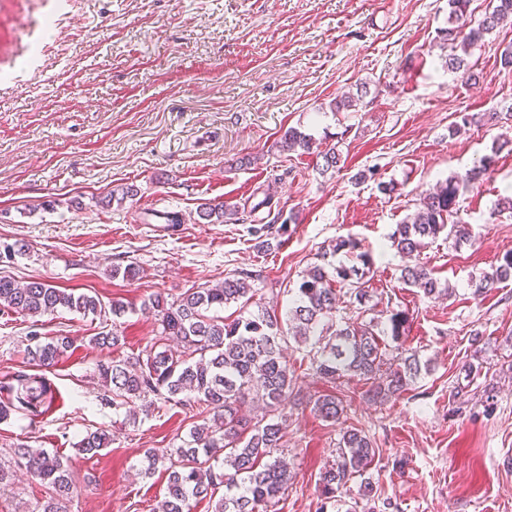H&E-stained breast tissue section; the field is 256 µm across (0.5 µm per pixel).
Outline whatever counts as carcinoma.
<instances>
[{"mask_svg":"<svg viewBox=\"0 0 512 512\" xmlns=\"http://www.w3.org/2000/svg\"><path fill=\"white\" fill-rule=\"evenodd\" d=\"M471 0H448V27L441 38L448 45V71L472 76L468 58L486 35L512 19V0H493L477 27L466 29ZM512 141L505 139L491 147L463 175H452L433 190L419 194L416 210L396 225L390 234L391 247L411 259L401 270V279L426 298L452 294L434 271L420 261V254L440 234L456 242L471 238L470 224L458 216L456 204L461 191L481 180L494 168L496 157ZM311 135L286 129L273 143L280 152L316 153L322 174L341 168L342 156L336 146L314 151ZM457 216L450 223L448 218ZM211 224L224 223V204H208L198 212ZM281 224L252 227L254 247L270 248L271 240L285 235L288 219L278 210ZM372 258L358 251L356 240L336 239L320 254L319 262L303 275L284 316L258 308L246 316L225 322L207 315L213 308L231 303L247 305L256 295L257 276L240 271L224 277L215 286L191 288L169 302L160 294L149 298L162 326L161 341H172L176 350L151 345L137 354L113 357L97 365L105 403L117 408L137 398H150L149 406L162 409L181 406L196 412L202 422L194 424L175 448H147L143 452L141 474L161 470L166 473V493L154 512H192L191 500L214 495L224 488L211 512H268L288 489L290 474L286 464L273 457L284 447L283 421L294 390V372L281 353L284 333L289 332L308 347L307 358L315 373L328 379L345 375L371 382L372 397L380 400L398 396L430 370V363L403 348L402 338L410 327L404 310H386V319L364 320L370 294L366 288ZM512 280V251L505 252L490 270L472 280L473 294L481 295L499 283ZM42 317L68 310L99 315L101 300L85 293L58 288L42 279L21 285L0 275V310ZM395 343L398 356L390 362L382 337ZM117 324L101 331L91 342L102 351L114 352L121 345ZM27 362L41 370L56 366L73 348L67 336L41 340L30 338ZM11 396L0 401V419L16 406L35 415L48 411L53 400L51 384L39 374L19 373ZM248 399L262 403V414L248 418L241 405ZM313 409L326 421L339 419L343 408L333 396L314 402ZM110 437L103 431L85 435L78 449L97 455ZM376 449L364 430L350 427L339 442L338 461L321 472L318 493L324 502H337L336 493L356 477H362L375 457ZM23 469L45 485L50 493L37 512H68L74 492L69 465L56 454L33 449L25 442L12 448L9 464L0 463V491L10 480V469Z\"/></svg>","mask_w":512,"mask_h":512,"instance_id":"1","label":"carcinoma"}]
</instances>
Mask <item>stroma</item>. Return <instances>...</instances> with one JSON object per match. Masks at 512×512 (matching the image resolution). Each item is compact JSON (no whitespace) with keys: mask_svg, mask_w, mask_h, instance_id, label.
I'll use <instances>...</instances> for the list:
<instances>
[{"mask_svg":"<svg viewBox=\"0 0 512 512\" xmlns=\"http://www.w3.org/2000/svg\"><path fill=\"white\" fill-rule=\"evenodd\" d=\"M448 11V0H0V240L25 245L0 261V275L122 302V356L158 337L144 306L153 295L172 300L248 270L261 275V305L281 311L341 236L372 256L376 310L408 311L405 344L431 370L384 403L359 378L320 377L303 347L283 342L306 402L288 412L277 454L292 479L270 512H317L319 474L350 426L377 448L368 471L375 496H361L356 480L342 491L354 512H512V280L479 297L470 286L512 250V217L490 216L512 188V150L459 198L470 241L441 237L420 256L452 295L427 299L404 285L406 260L388 242L422 191L465 173L500 135L512 139V127L489 124L450 135L461 114L512 109V70L499 63L512 26L475 47L468 80L445 65ZM361 85L368 94L355 109L331 110ZM290 127L336 145L340 172L323 175L315 155L274 150ZM369 168L375 178L359 180ZM382 181L395 191L382 193ZM119 185L137 196L100 205ZM269 194L292 221L266 252L233 219L166 227L155 218L172 209L190 216L212 201L255 205L264 218ZM132 262L139 280L113 275ZM115 324L66 310L38 319L0 311V387L30 372V334L74 342L45 373L62 396L55 412L18 410L0 421L1 461L20 439L67 459L76 486L69 512H153L166 476L136 475L143 451L178 444L194 422L179 406L102 404L97 365L108 354L91 338ZM471 364L483 375L467 377ZM458 385L468 400L456 411ZM322 395L341 400L340 420L314 413ZM94 431L112 442L91 457L77 443ZM43 494L15 472L0 512H36Z\"/></svg>","mask_w":512,"mask_h":512,"instance_id":"obj_1","label":"stroma"}]
</instances>
